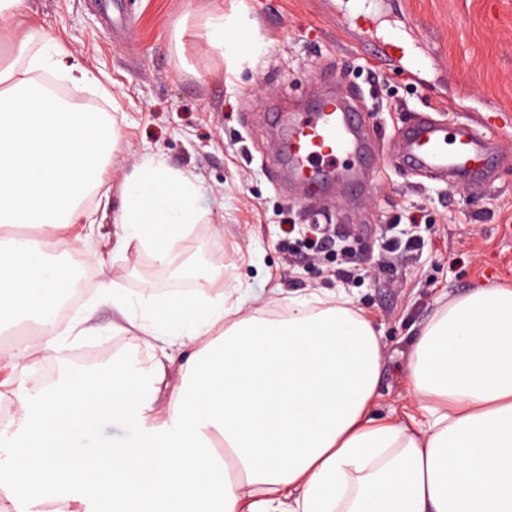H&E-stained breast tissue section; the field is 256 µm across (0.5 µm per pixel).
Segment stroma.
I'll return each mask as SVG.
<instances>
[{
    "instance_id": "stroma-1",
    "label": "stroma",
    "mask_w": 512,
    "mask_h": 512,
    "mask_svg": "<svg viewBox=\"0 0 512 512\" xmlns=\"http://www.w3.org/2000/svg\"><path fill=\"white\" fill-rule=\"evenodd\" d=\"M101 3L29 0L36 24L94 73L96 84L79 96L120 130L105 180L120 188L148 155L196 176L204 218L179 243L181 262L223 257L216 289H247L268 315L287 313L298 295L344 292L372 322L383 351L375 413L405 419L412 408L407 357L420 327L448 298L483 286L512 288V128L502 129L500 115L512 111V0H383L384 28L400 30L432 57L413 82L370 72L367 56L341 33L345 0H224L225 15L242 19L262 51L251 60L228 55L220 65L199 26L212 0H126L116 29ZM183 18L189 30L177 48L172 31ZM355 87L362 90V121L387 156L395 133L433 108L452 130L481 116L499 126L492 182L451 186L389 163L357 195L309 199L299 189L276 188L270 173L279 133L268 112L295 120L316 94ZM489 103L496 106L490 113ZM113 218L110 211L98 215L94 226L99 276H112L115 291L135 300L177 291L184 277L176 267L158 265L145 251L124 256L114 249ZM389 224L417 235L420 250L385 257L380 232ZM293 225L346 230L357 260L377 266L374 279L345 282L330 262H288L280 241ZM77 312L87 321L80 335L63 337L65 352L111 344L104 369L139 351L148 361L160 358V350L113 334L118 316L99 284L84 290ZM138 437L116 419L78 437L73 450Z\"/></svg>"
}]
</instances>
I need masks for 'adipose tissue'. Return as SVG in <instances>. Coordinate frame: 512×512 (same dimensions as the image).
I'll use <instances>...</instances> for the list:
<instances>
[{"label": "adipose tissue", "mask_w": 512, "mask_h": 512, "mask_svg": "<svg viewBox=\"0 0 512 512\" xmlns=\"http://www.w3.org/2000/svg\"><path fill=\"white\" fill-rule=\"evenodd\" d=\"M238 25L213 0L202 28L216 61ZM56 68L74 86L95 81L30 20L28 0H0V334L42 328L37 346L0 347L1 370L59 350L52 314L71 283L49 240L5 227L67 228L87 220L88 194L111 201L103 171L117 129L48 92L40 75ZM199 191L144 158L121 190L119 251L174 264L203 218ZM112 306L123 317L113 332L181 354L146 368L131 356L78 368L18 397L23 429L0 469L15 512L47 501L88 512H512V289L451 298L421 329L407 367L413 411L399 422L374 416L383 355L345 296L298 298L284 318L249 307L238 288L143 307L116 293ZM164 388L166 408L147 418ZM114 418L139 427L140 441L73 453L75 437Z\"/></svg>", "instance_id": "obj_1"}]
</instances>
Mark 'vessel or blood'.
Masks as SVG:
<instances>
[{"label": "vessel or blood", "instance_id": "obj_1", "mask_svg": "<svg viewBox=\"0 0 512 512\" xmlns=\"http://www.w3.org/2000/svg\"><path fill=\"white\" fill-rule=\"evenodd\" d=\"M349 21L364 35L370 59L379 67L395 61L411 76H418L425 56L412 53L398 32L376 37L377 11L373 0H352ZM359 95L323 94L316 107L305 113L287 131L283 153L294 176L309 188L318 189L336 173L340 157L358 159L357 168L341 175V189L362 185L366 174L377 173L384 158L360 120ZM400 165L435 173L451 182L487 183L488 153L494 147L491 136L467 126L449 134L444 124L429 116L403 129L397 140Z\"/></svg>", "mask_w": 512, "mask_h": 512}]
</instances>
